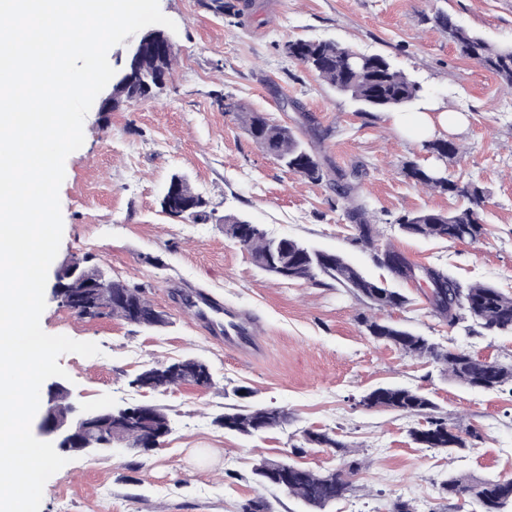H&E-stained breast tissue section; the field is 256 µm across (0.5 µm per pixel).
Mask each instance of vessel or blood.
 Masks as SVG:
<instances>
[{
    "mask_svg": "<svg viewBox=\"0 0 512 512\" xmlns=\"http://www.w3.org/2000/svg\"><path fill=\"white\" fill-rule=\"evenodd\" d=\"M185 308L199 325L222 331L226 347L244 353L258 351L259 338L252 322L234 309L222 306L205 293L192 294Z\"/></svg>",
    "mask_w": 512,
    "mask_h": 512,
    "instance_id": "vessel-or-blood-1",
    "label": "vessel or blood"
}]
</instances>
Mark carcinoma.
I'll use <instances>...</instances> for the list:
<instances>
[{
    "instance_id": "carcinoma-1",
    "label": "carcinoma",
    "mask_w": 512,
    "mask_h": 512,
    "mask_svg": "<svg viewBox=\"0 0 512 512\" xmlns=\"http://www.w3.org/2000/svg\"><path fill=\"white\" fill-rule=\"evenodd\" d=\"M433 22L448 34L461 56L491 71L502 84L512 88V39L490 42L458 25L445 11L436 12ZM285 51L288 57L303 64L337 92L349 96L364 115L399 110L425 97L422 84L382 55L360 53L333 41L305 39L288 42ZM175 57L174 51L145 52L138 64L136 82L129 87L114 88V104H130L152 97L157 86L166 83ZM218 103L224 111L234 113L255 143L288 171L314 184L324 181L336 184L338 196L345 201V219L355 230L352 241L369 249L377 265L394 278L424 279L429 286L428 303L435 316L450 326L470 321L489 334H512V294L489 283L464 286L444 268H417L390 242L382 239L380 229L372 222L374 215L369 203L352 195V179L358 177V170L349 173L334 170L307 147L292 128L271 124L261 113L248 111L238 103L226 104L222 98ZM423 147L438 158L447 159L459 153L457 143L444 138L426 139ZM404 172L415 184L456 197L463 204L448 212L423 208L397 216L393 224L403 235L451 243H477L486 238L484 194L477 183L416 163L406 165ZM171 180L176 182L178 198L169 207L160 203L164 213L195 220L213 217L214 210L209 208V202L191 188L184 176L174 174ZM216 223L224 225L225 236L244 247L255 264L275 274V278L314 283L321 274L352 292L371 310L368 315L359 314L358 322L373 341L391 345L404 356L430 359L443 367L448 379L469 389H507L512 393V363L479 360L464 349L445 347L386 320L385 313L405 307L410 299L365 276L343 255L310 248L293 239L271 237L260 225L242 215H224L216 218ZM101 287L107 294L113 289L119 291L121 299L108 302L103 297L78 316L88 319L108 316L148 329H160L169 324L167 314L155 307L143 287L119 279H108ZM185 384L209 389L216 382L210 366L194 357L146 368L130 381L133 387L153 391ZM363 401L368 409L423 418L424 423L409 430L412 441L421 448H471L473 442L481 438L471 426L448 424V415L418 388L379 386L364 395ZM290 417L291 413L285 408L228 404L224 406V413L215 418V423L226 434L260 437L287 425ZM168 421L169 416L159 406L146 409L140 404L116 406L112 410V435L137 444L152 429ZM310 448H334L342 452L343 462L337 469L316 471L285 458H264L254 466L253 480L262 487L277 488L297 499L305 512H325L329 505L354 491L353 477L363 468L364 460L356 458V451L347 449V445L329 430L303 431L301 442L292 446L290 454L301 456ZM438 496L446 500L462 499L471 507V512H512V477L450 474L439 483Z\"/></svg>"
}]
</instances>
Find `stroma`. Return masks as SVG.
Masks as SVG:
<instances>
[{"instance_id":"obj_1","label":"stroma","mask_w":512,"mask_h":512,"mask_svg":"<svg viewBox=\"0 0 512 512\" xmlns=\"http://www.w3.org/2000/svg\"><path fill=\"white\" fill-rule=\"evenodd\" d=\"M159 5L177 25L172 75L150 99L113 112L91 107L84 144L65 161L57 259L87 255L113 278L142 285L169 324L144 331L107 316L82 319L50 293L40 323L48 334L101 350L58 360L79 407L159 405L171 431L162 447L147 453L119 447L108 455H72L46 482L40 512H238L258 495L275 512H301L293 497L258 486L252 469L260 459L284 457L305 429L335 432L366 461L355 491L328 512H385L399 496L417 512H434L448 474L512 475V396L464 388L440 365L373 342L357 320L366 307L352 294L276 279L227 238L222 225L173 218L160 208L178 172L217 215L245 214L271 235L343 253L369 276L386 277L371 252L353 244L334 186L309 183L263 152L235 114L218 107L222 96L295 128L330 166H362L361 195L371 201L386 238L412 263L444 266L461 283L512 293V89L462 57L430 21L442 10L495 42L512 37V0H238L237 18L203 0ZM300 38L390 57L427 90L415 111L437 104L463 113L464 128L447 133L459 154L440 161L428 155L394 113L361 116L347 97L285 55V44ZM409 162L436 163L479 183L489 229L483 242L398 232L393 220L400 213L459 204L416 186L403 173ZM394 286L410 303L393 311L392 320L479 358L512 362V336L448 327L431 314L422 280ZM196 289L250 314L263 338L261 354H239L198 326L181 306ZM185 357L205 360L216 388L130 387L144 368ZM388 383L423 388L449 422L475 427L481 441L452 453L417 447L408 434L415 418L359 404L367 391ZM238 386L252 389L256 404L287 408L288 424L253 439L225 434L214 418L224 410L225 391Z\"/></svg>"}]
</instances>
